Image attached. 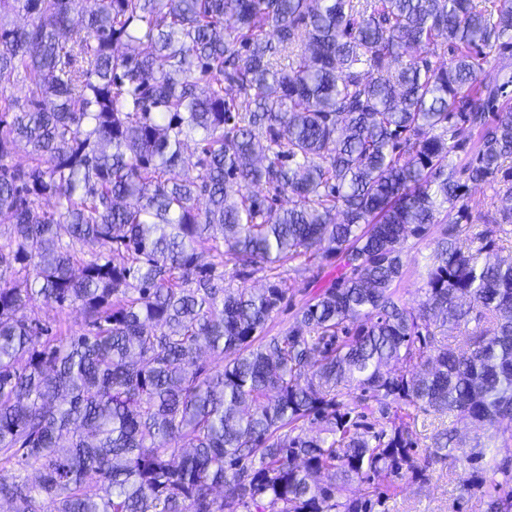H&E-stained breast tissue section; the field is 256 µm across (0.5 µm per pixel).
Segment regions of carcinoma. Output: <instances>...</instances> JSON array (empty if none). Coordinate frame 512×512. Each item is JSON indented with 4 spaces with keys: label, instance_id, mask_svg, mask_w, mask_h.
I'll return each mask as SVG.
<instances>
[{
    "label": "carcinoma",
    "instance_id": "carcinoma-1",
    "mask_svg": "<svg viewBox=\"0 0 512 512\" xmlns=\"http://www.w3.org/2000/svg\"><path fill=\"white\" fill-rule=\"evenodd\" d=\"M508 48L502 0H0V81L28 88L0 111V502L374 512L384 482L451 459L485 463L488 512H512V260L492 255L512 187L478 234L465 206L442 214L470 183L512 180L491 64ZM475 134L462 182L448 157ZM436 225L416 310L394 284ZM335 254L350 272L276 336L287 289L219 285L228 262ZM40 302L84 329L51 336ZM472 314L469 351L436 337ZM357 390L388 427L351 421ZM393 407L455 412L475 445L446 429L418 458ZM354 483L373 490L344 496Z\"/></svg>",
    "mask_w": 512,
    "mask_h": 512
}]
</instances>
